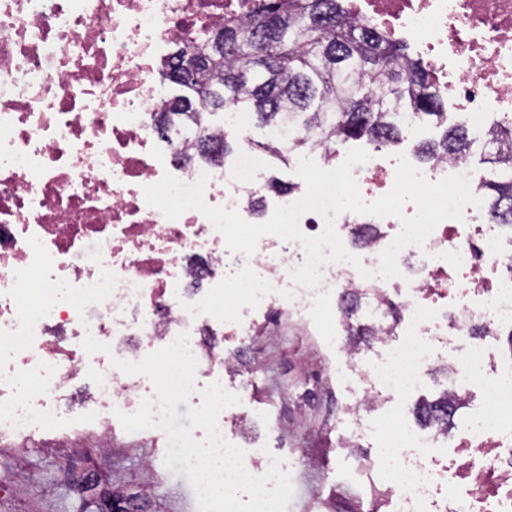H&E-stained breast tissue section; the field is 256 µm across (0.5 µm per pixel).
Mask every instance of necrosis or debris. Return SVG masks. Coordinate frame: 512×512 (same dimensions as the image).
<instances>
[{
    "mask_svg": "<svg viewBox=\"0 0 512 512\" xmlns=\"http://www.w3.org/2000/svg\"><path fill=\"white\" fill-rule=\"evenodd\" d=\"M261 2L0 0V438L64 426L85 335L138 362L185 333L196 376H209L240 358L215 354L203 332L234 341L256 335L271 308L302 320L360 294L376 334L345 350L357 387L348 416L360 436L369 407L388 405L396 436L370 465L389 490L382 512H512V358L498 352L512 330V285L496 277L505 257L485 207H465L423 247L403 248L401 274L387 280L375 272L399 219L341 213L336 232L362 266L324 264L313 289L291 278L305 261L300 242L266 235L252 256H234L201 212L169 219L145 199L164 175L186 184L204 175L208 205L255 222L248 199L263 187L251 146L227 166L188 165L192 137L158 143L155 123L170 47ZM344 9L411 41L476 137L488 115L512 122V0H344ZM396 165L373 149L353 168L364 201L390 191ZM440 367L453 370L449 401L481 391L452 438L408 416L409 397ZM154 395L146 375L100 371L82 395L98 446L117 413Z\"/></svg>",
    "mask_w": 512,
    "mask_h": 512,
    "instance_id": "4bbe7bcc",
    "label": "necrosis or debris"
}]
</instances>
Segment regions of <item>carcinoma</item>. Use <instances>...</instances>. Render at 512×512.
Masks as SVG:
<instances>
[{
	"mask_svg": "<svg viewBox=\"0 0 512 512\" xmlns=\"http://www.w3.org/2000/svg\"><path fill=\"white\" fill-rule=\"evenodd\" d=\"M178 49L206 61L190 78L166 65L165 78L185 94L168 100L156 130L165 136L182 123L196 129L190 162L212 161L203 141H212L209 117L217 109L249 112L264 126L288 123L299 134L294 152L310 134L325 147L362 138L391 146L405 116L443 128L440 140L418 146L422 161L467 160L476 144L466 127L448 123L447 97L407 47L346 19L340 0H270L257 18L218 26ZM485 144L493 146L484 158L490 173L475 191L495 223L512 227V125H493ZM416 414L425 423L444 416L452 424L438 399L419 404Z\"/></svg>",
	"mask_w": 512,
	"mask_h": 512,
	"instance_id": "obj_1",
	"label": "carcinoma"
}]
</instances>
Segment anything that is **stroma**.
Instances as JSON below:
<instances>
[{
  "label": "stroma",
  "mask_w": 512,
  "mask_h": 512,
  "mask_svg": "<svg viewBox=\"0 0 512 512\" xmlns=\"http://www.w3.org/2000/svg\"><path fill=\"white\" fill-rule=\"evenodd\" d=\"M331 326L321 319L288 321L279 337L245 355L237 381L257 399L245 423L228 433L241 445L269 438L278 425L288 437L275 448L288 466L294 493L288 512H369L372 487L352 458L370 461L390 434L379 413L366 419L369 437L356 441L350 458L335 446L349 429L343 408L350 394L339 369L345 355L326 341ZM71 432L48 429L24 444H0V512H106L118 497L138 512H198L184 473L170 471L161 430L127 432L116 427L112 445L94 447L95 425L78 392L63 405Z\"/></svg>",
  "instance_id": "1"
}]
</instances>
